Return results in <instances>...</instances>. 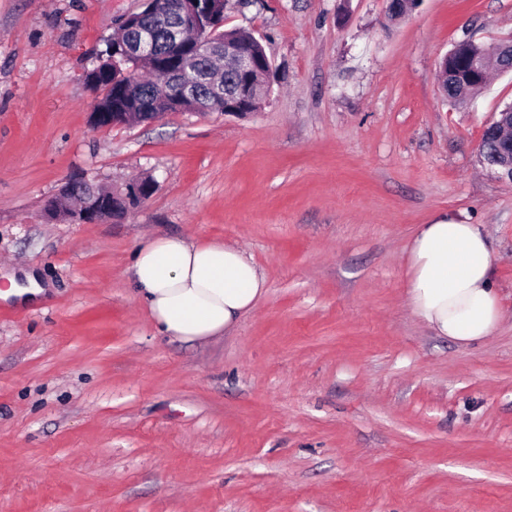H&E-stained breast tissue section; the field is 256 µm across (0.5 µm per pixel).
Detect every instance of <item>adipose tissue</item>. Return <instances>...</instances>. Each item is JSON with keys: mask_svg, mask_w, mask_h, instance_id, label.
<instances>
[{"mask_svg": "<svg viewBox=\"0 0 512 512\" xmlns=\"http://www.w3.org/2000/svg\"><path fill=\"white\" fill-rule=\"evenodd\" d=\"M406 265L408 303L435 336L470 345L490 336L500 323L492 251L481 225L448 220L421 225ZM130 271L136 296L155 328L182 341L225 335L266 289L251 256L215 241L148 240L136 251Z\"/></svg>", "mask_w": 512, "mask_h": 512, "instance_id": "adipose-tissue-1", "label": "adipose tissue"}]
</instances>
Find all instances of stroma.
Masks as SVG:
<instances>
[{
    "mask_svg": "<svg viewBox=\"0 0 512 512\" xmlns=\"http://www.w3.org/2000/svg\"><path fill=\"white\" fill-rule=\"evenodd\" d=\"M227 0L276 74L243 115L92 128L84 81L143 0H0V512H512V180L482 133L512 74L440 88L512 0ZM153 195L119 223L43 217L68 179ZM483 225L504 316L468 346L413 316L420 225ZM158 236L235 244L267 289L225 335H160L130 266ZM26 279L30 283L29 288H21L13 279H9L10 285L8 289L0 293V298L15 295L21 299L22 303L39 299L45 293V288L38 283L37 277L33 273L27 272Z\"/></svg>",
    "mask_w": 512,
    "mask_h": 512,
    "instance_id": "stroma-1",
    "label": "stroma"
}]
</instances>
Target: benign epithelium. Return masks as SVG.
<instances>
[{"mask_svg":"<svg viewBox=\"0 0 512 512\" xmlns=\"http://www.w3.org/2000/svg\"><path fill=\"white\" fill-rule=\"evenodd\" d=\"M188 0H176L170 5V11L179 15L170 27V40L178 45L184 41L186 26L182 25L185 12L188 10ZM153 38L150 32L141 34L138 41L125 47V56L137 59L152 49ZM224 59L233 63L238 71L243 73L250 69L249 55L233 46L224 48ZM494 65L501 71L512 70V41H504L496 47V62ZM486 62L479 57H467V66L457 74L461 84H470L476 78L484 75ZM213 92L211 107L229 112L235 104L226 102L224 86L216 82L209 83ZM164 95L169 97L170 105L175 110L183 108V102L197 98L195 85L181 82L169 87ZM90 123L95 128H112L117 126H135L138 121L133 112H92ZM512 129V113L502 112L500 118L492 122L483 132L480 142V152L486 163L499 169L504 176L512 180V163L505 165L501 159H512V137L507 131ZM144 179L130 178L122 187L105 189L100 184L85 179H74L65 182L58 193L50 197L44 204V216L50 220L72 224L117 223L126 218L131 208L150 198L154 188H143Z\"/></svg>","mask_w":512,"mask_h":512,"instance_id":"benign-epithelium-1","label":"benign epithelium"}]
</instances>
